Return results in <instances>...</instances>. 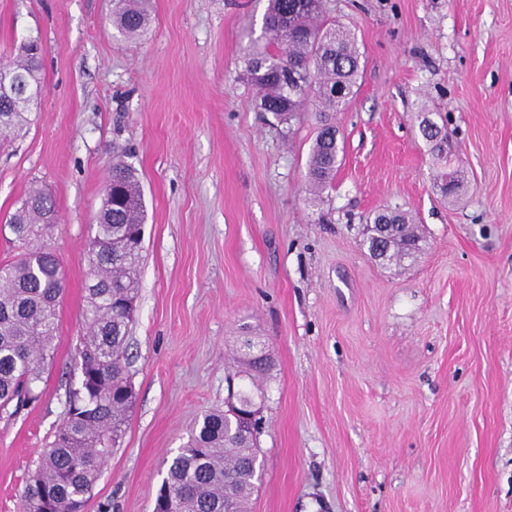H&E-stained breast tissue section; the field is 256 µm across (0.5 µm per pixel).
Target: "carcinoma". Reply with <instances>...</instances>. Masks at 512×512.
I'll list each match as a JSON object with an SVG mask.
<instances>
[{"label":"carcinoma","instance_id":"obj_1","mask_svg":"<svg viewBox=\"0 0 512 512\" xmlns=\"http://www.w3.org/2000/svg\"><path fill=\"white\" fill-rule=\"evenodd\" d=\"M112 24L127 40L144 37L150 26L145 0H117ZM264 40L245 50L247 71L258 89L257 108L289 123L295 113L314 112L318 131L307 161L311 201L331 185L341 164L336 114L356 94L360 54L350 31L325 19L323 0H268ZM4 67L21 76L31 93L41 94V63L21 54ZM31 93L0 100V134L15 135L28 123ZM422 138L437 159L448 158V131L426 119ZM94 235L89 239V270L84 285V334L78 354L83 381L72 393L67 416L42 455L33 483L23 493L24 512H79L89 498L116 440L125 433L134 401L126 349L134 302L140 286L142 248L135 239L144 222L137 170L112 159ZM57 210L50 195L33 190L10 216L8 227L19 253L0 264V409L13 401L35 403L54 358L59 304L65 281L50 236ZM422 237L409 212L396 208L377 214L363 245L377 246L383 260L400 262L421 251ZM237 360L242 372L259 376L270 358L252 354L253 331L245 328ZM256 436L229 411L204 414L181 451L168 463L158 499L165 512H248L257 488Z\"/></svg>","mask_w":512,"mask_h":512}]
</instances>
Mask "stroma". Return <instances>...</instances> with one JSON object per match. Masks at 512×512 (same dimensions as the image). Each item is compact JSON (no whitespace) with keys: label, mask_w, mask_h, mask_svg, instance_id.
Instances as JSON below:
<instances>
[{"label":"stroma","mask_w":512,"mask_h":512,"mask_svg":"<svg viewBox=\"0 0 512 512\" xmlns=\"http://www.w3.org/2000/svg\"><path fill=\"white\" fill-rule=\"evenodd\" d=\"M150 6L131 41L113 0H0V58L38 39L45 87L26 133L0 137V264L39 188L66 277L42 399L0 413V512H23L79 380L86 251L118 152L145 203L135 399L84 512H153L167 459L232 391L261 410L249 512H512V0H324L360 77L316 204L312 118L268 122L245 75L267 0ZM425 113L447 121L458 196L434 183ZM395 205L424 241L386 266L364 232ZM243 324L273 361L254 380Z\"/></svg>","instance_id":"obj_1"}]
</instances>
